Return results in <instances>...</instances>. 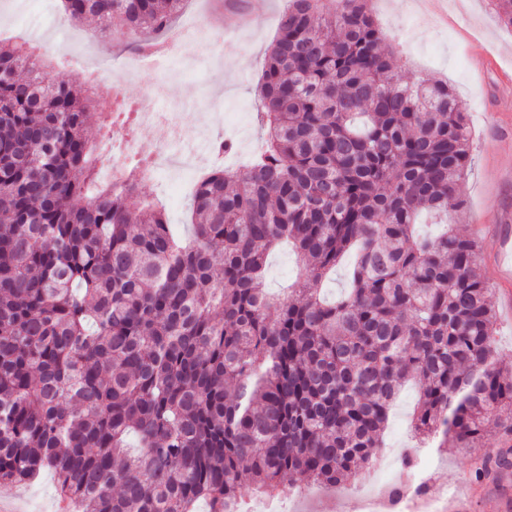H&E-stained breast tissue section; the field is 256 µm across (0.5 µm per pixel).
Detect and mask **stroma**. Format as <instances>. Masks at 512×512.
Here are the masks:
<instances>
[{
  "label": "stroma",
  "instance_id": "35a3bbf8",
  "mask_svg": "<svg viewBox=\"0 0 512 512\" xmlns=\"http://www.w3.org/2000/svg\"><path fill=\"white\" fill-rule=\"evenodd\" d=\"M442 2L439 24L421 13L419 0H372L371 7L386 44L401 51L402 68L448 82L466 112L473 165L460 187L464 222L479 241L481 272L497 307L503 293L512 290V281H504L492 262L499 234L512 225V29L498 22L490 0ZM284 7L285 0H186L176 30L203 45L223 43V55L204 64L180 57L165 72L145 64L119 85L110 74L123 69L133 51L117 41L103 49L96 23L70 22L62 0H0V41L33 42L47 77L64 75L91 86L93 108L106 118L105 125L88 127L101 179L111 177L113 161L168 154V161L140 184L137 197L162 200L170 223L182 230L200 171L194 158L207 150L195 130L211 112L252 120L256 85ZM155 102L178 112L187 127L181 148L172 149L165 126L138 120L142 107ZM417 398L413 385L396 402L379 453L382 467L392 484L422 478L430 494L456 492L483 458L499 455L498 431L490 429L481 447L470 450L427 448L414 469L404 468L413 446L409 423ZM298 490V484L282 480L276 500L281 512H353L352 502L364 498L352 483L304 496Z\"/></svg>",
  "mask_w": 512,
  "mask_h": 512
}]
</instances>
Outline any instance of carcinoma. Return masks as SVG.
Returning a JSON list of instances; mask_svg holds the SVG:
<instances>
[{
    "mask_svg": "<svg viewBox=\"0 0 512 512\" xmlns=\"http://www.w3.org/2000/svg\"><path fill=\"white\" fill-rule=\"evenodd\" d=\"M182 2L63 0L141 52ZM369 2L288 0L262 145L198 178L187 237L131 204L139 164L99 184L91 97L0 46V485L49 471L81 512H225L245 479L334 486L376 462L409 382L422 438L474 448L492 421L512 441V369L491 363L480 247L458 227L466 117L448 83L397 72ZM491 5L512 28V0ZM423 214L446 229L420 235ZM284 244L302 276L287 295L265 287Z\"/></svg>",
    "mask_w": 512,
    "mask_h": 512,
    "instance_id": "1",
    "label": "carcinoma"
}]
</instances>
